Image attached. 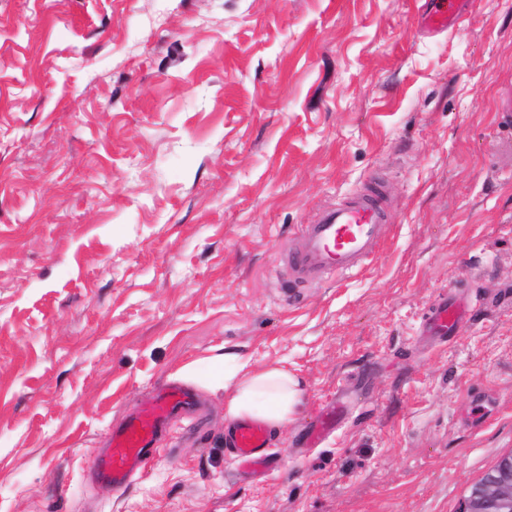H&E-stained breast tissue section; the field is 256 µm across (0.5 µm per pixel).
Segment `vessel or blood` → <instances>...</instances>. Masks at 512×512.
<instances>
[{
  "instance_id": "b4317fda",
  "label": "vessel or blood",
  "mask_w": 512,
  "mask_h": 512,
  "mask_svg": "<svg viewBox=\"0 0 512 512\" xmlns=\"http://www.w3.org/2000/svg\"><path fill=\"white\" fill-rule=\"evenodd\" d=\"M470 0H427L419 16L420 25L433 33L453 29ZM383 183L372 182L324 209L315 223L301 225L288 252V275L292 287L318 288L353 275L384 241L391 214ZM472 303L457 297H441L428 317L424 330L437 338L452 333L472 313ZM189 405L188 396L177 387L158 389L140 408L112 431L110 446L96 460L99 476L113 488L126 487L133 476L151 461L158 435L168 421ZM347 406L320 413L312 434L336 430ZM234 454L246 465H261L270 456L269 434L262 422H237L230 435Z\"/></svg>"
}]
</instances>
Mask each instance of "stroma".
Returning <instances> with one entry per match:
<instances>
[{
    "label": "stroma",
    "instance_id": "1",
    "mask_svg": "<svg viewBox=\"0 0 512 512\" xmlns=\"http://www.w3.org/2000/svg\"><path fill=\"white\" fill-rule=\"evenodd\" d=\"M424 2L0 0V512H460L512 453V0ZM375 179L387 240L290 293L299 225ZM228 350L303 382L262 477ZM165 383L195 409L113 490L92 458ZM469 5L470 0H428L419 16V23L433 33L449 31ZM473 309V304L468 301L455 296H442L426 320L425 333L428 336L443 338L452 333ZM347 406L342 401H336V406L320 413L314 425L311 437H319L323 434L336 430L341 422ZM234 454L246 465H261L272 456L265 425L256 420H243L233 426L229 436Z\"/></svg>",
    "mask_w": 512,
    "mask_h": 512
}]
</instances>
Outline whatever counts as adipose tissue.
Listing matches in <instances>:
<instances>
[{"instance_id":"ef3b65f1","label":"adipose tissue","mask_w":512,"mask_h":512,"mask_svg":"<svg viewBox=\"0 0 512 512\" xmlns=\"http://www.w3.org/2000/svg\"><path fill=\"white\" fill-rule=\"evenodd\" d=\"M231 379L233 392L224 411L227 420L253 418L280 429L293 420L302 403L301 383L287 370L254 369L239 360Z\"/></svg>"}]
</instances>
